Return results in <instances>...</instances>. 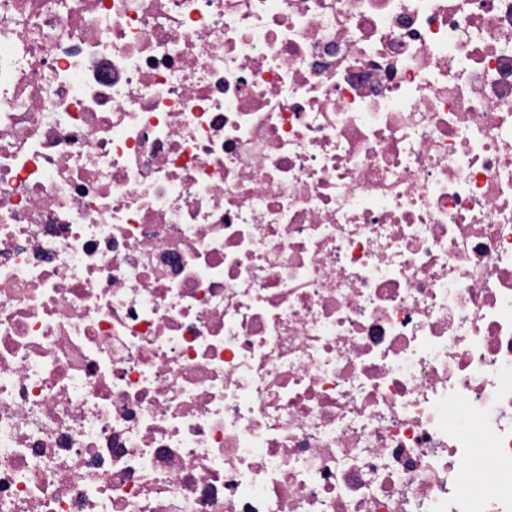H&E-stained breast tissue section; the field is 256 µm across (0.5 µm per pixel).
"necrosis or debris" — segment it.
Instances as JSON below:
<instances>
[{
  "mask_svg": "<svg viewBox=\"0 0 512 512\" xmlns=\"http://www.w3.org/2000/svg\"><path fill=\"white\" fill-rule=\"evenodd\" d=\"M0 512H512V0H0Z\"/></svg>",
  "mask_w": 512,
  "mask_h": 512,
  "instance_id": "4bbe7bcc",
  "label": "necrosis or debris"
}]
</instances>
